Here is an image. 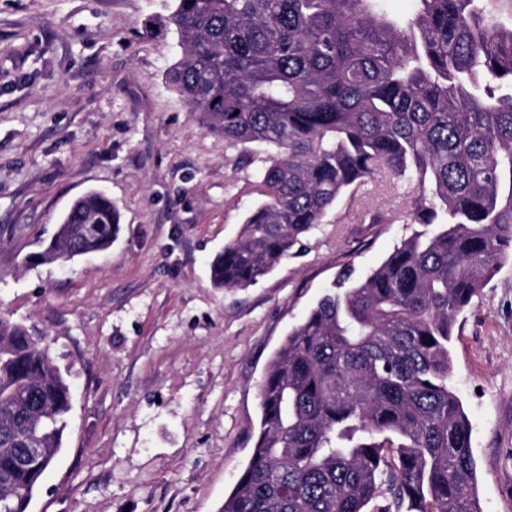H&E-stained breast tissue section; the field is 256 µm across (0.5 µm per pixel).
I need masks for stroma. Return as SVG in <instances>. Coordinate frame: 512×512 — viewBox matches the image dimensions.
Here are the masks:
<instances>
[{
	"label": "stroma",
	"mask_w": 512,
	"mask_h": 512,
	"mask_svg": "<svg viewBox=\"0 0 512 512\" xmlns=\"http://www.w3.org/2000/svg\"><path fill=\"white\" fill-rule=\"evenodd\" d=\"M173 0H0V313L46 336L68 382L64 448L28 512H220L251 456L275 349L353 267L409 236L412 183L369 181L246 289L210 264L258 201L254 163L166 82L147 32ZM104 192L112 246L24 266L72 202ZM454 375L482 512H512V260L459 314Z\"/></svg>",
	"instance_id": "1"
}]
</instances>
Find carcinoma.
<instances>
[{
	"label": "carcinoma",
	"instance_id": "carcinoma-1",
	"mask_svg": "<svg viewBox=\"0 0 512 512\" xmlns=\"http://www.w3.org/2000/svg\"><path fill=\"white\" fill-rule=\"evenodd\" d=\"M175 0L166 82L229 148L271 152L261 200L210 267L248 288L374 178L414 181V232L338 275L260 385L252 457L223 512H482L470 422L449 385L457 316L512 258V0ZM120 215L75 199L25 262L109 249ZM70 386L45 337L0 315V504L26 512L62 451ZM44 450L21 466L19 449Z\"/></svg>",
	"mask_w": 512,
	"mask_h": 512
}]
</instances>
